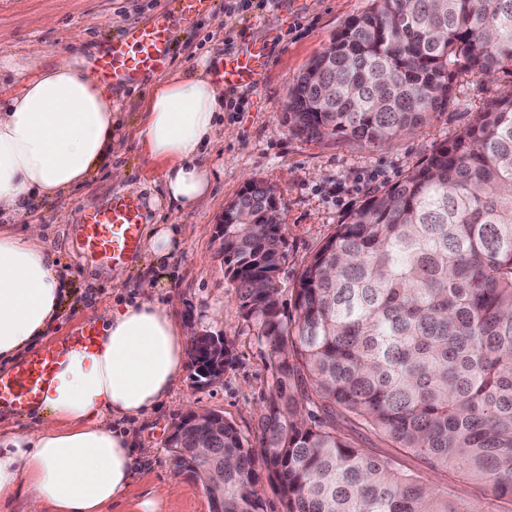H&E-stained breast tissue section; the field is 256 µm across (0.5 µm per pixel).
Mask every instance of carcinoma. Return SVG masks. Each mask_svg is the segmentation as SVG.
Returning <instances> with one entry per match:
<instances>
[{
    "mask_svg": "<svg viewBox=\"0 0 512 512\" xmlns=\"http://www.w3.org/2000/svg\"><path fill=\"white\" fill-rule=\"evenodd\" d=\"M498 72L512 0H372L283 116L298 137L385 145L444 109L458 76ZM275 199L252 180L224 208L225 275L273 365L256 442L219 412L182 417L176 470L223 512H264L262 471L282 512H482L450 505L464 480L512 512V92L336 225L288 307ZM338 416L394 452L370 454ZM202 443L213 457L196 463Z\"/></svg>",
    "mask_w": 512,
    "mask_h": 512,
    "instance_id": "cac0c4a2",
    "label": "carcinoma"
}]
</instances>
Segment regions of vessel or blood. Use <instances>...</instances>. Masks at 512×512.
I'll use <instances>...</instances> for the list:
<instances>
[{"label":"vessel or blood","mask_w":512,"mask_h":512,"mask_svg":"<svg viewBox=\"0 0 512 512\" xmlns=\"http://www.w3.org/2000/svg\"><path fill=\"white\" fill-rule=\"evenodd\" d=\"M210 7V0H167L151 21L126 28L104 44L93 60L96 76L115 88L138 85L172 57L178 30L193 24ZM267 63L264 47H241L224 59L225 87L253 83ZM142 234V202L125 193L112 194L87 213L80 226L82 248L116 267L129 264L138 254ZM64 354L63 343H52L0 371V406L19 416L38 406Z\"/></svg>","instance_id":"vessel-or-blood-1"}]
</instances>
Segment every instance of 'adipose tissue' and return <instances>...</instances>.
Here are the masks:
<instances>
[{
  "mask_svg": "<svg viewBox=\"0 0 512 512\" xmlns=\"http://www.w3.org/2000/svg\"><path fill=\"white\" fill-rule=\"evenodd\" d=\"M34 75L0 98V360L46 336L70 295V277L39 224L13 221L44 199L91 179L112 153L120 104L71 56L48 65L32 44ZM224 86L200 64L154 86L138 133L150 159L164 162L173 211L211 190L204 158L224 134ZM143 279L132 300L113 304L92 351L71 346L35 413L36 430H0V502L25 497L26 512H104L130 485L139 463L132 423L171 394L191 338Z\"/></svg>",
  "mask_w": 512,
  "mask_h": 512,
  "instance_id": "1",
  "label": "adipose tissue"
}]
</instances>
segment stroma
<instances>
[{"mask_svg": "<svg viewBox=\"0 0 512 512\" xmlns=\"http://www.w3.org/2000/svg\"><path fill=\"white\" fill-rule=\"evenodd\" d=\"M164 4L165 0H0V95L18 92L31 78L32 43L43 46L50 64L72 54L91 57L112 36L147 21ZM240 4L241 0H214L212 12L179 35L176 53L163 69L167 76L191 74L204 57L215 71L226 54L242 45L263 42L270 49V63L258 80L234 90L239 109L225 113L224 136L206 158L213 178L209 195L179 213L150 204L163 194L164 165L149 159L137 132L147 96L158 81L152 75L139 86L117 91L123 115L113 131L111 162L82 186L43 201L29 215L30 221L44 226L45 240L67 268L73 288V298L49 341L97 323L113 298L150 276L157 298H176L179 319L193 331L223 335L234 343V358L222 381L197 386L194 367L185 366L171 396L137 425L145 461L123 497L106 512H142L149 499L158 501V512H210L201 483L188 473H176L167 451L171 427L188 410L221 412L245 437L256 435L272 380L270 350L259 345L254 328L240 311L233 285L224 274V251L215 237L225 206L245 184L258 180L276 192L287 239L281 279L284 289L295 288L298 274L354 208L401 180L488 103L512 91V76L502 72L459 77L447 108L385 147L300 138L283 122L290 87L310 60L329 46L345 20L367 10L370 0H277L272 7L245 10ZM117 165L128 171L120 185L112 181L111 169ZM117 191L147 201L145 228L176 224L180 243L167 263L152 267L142 251L128 267L115 268L81 249L78 229L84 214ZM217 306L224 310L219 319L211 314ZM174 476L181 488L172 494L168 483Z\"/></svg>", "mask_w": 512, "mask_h": 512, "instance_id": "obj_1", "label": "stroma"}]
</instances>
